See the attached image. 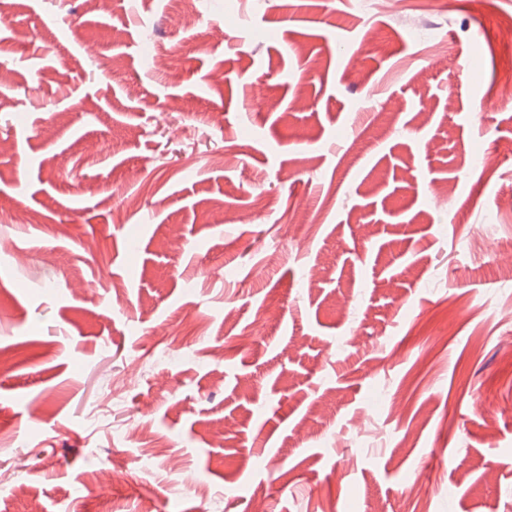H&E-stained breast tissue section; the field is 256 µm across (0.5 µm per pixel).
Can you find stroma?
<instances>
[{"label":"stroma","mask_w":512,"mask_h":512,"mask_svg":"<svg viewBox=\"0 0 512 512\" xmlns=\"http://www.w3.org/2000/svg\"><path fill=\"white\" fill-rule=\"evenodd\" d=\"M506 13L0 0V512H512Z\"/></svg>","instance_id":"1"}]
</instances>
